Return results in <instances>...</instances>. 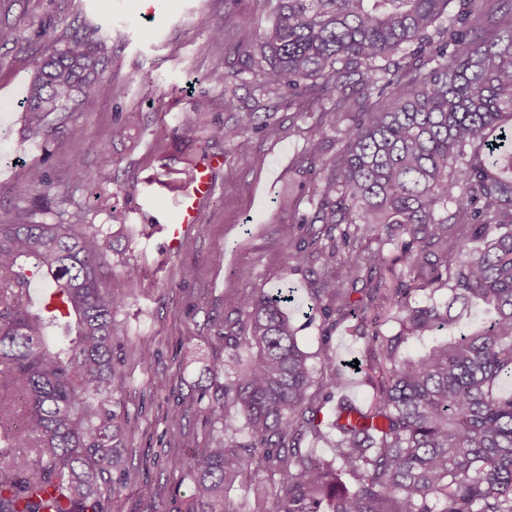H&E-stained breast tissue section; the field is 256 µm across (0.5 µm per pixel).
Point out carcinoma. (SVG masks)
Returning <instances> with one entry per match:
<instances>
[{
  "label": "carcinoma",
  "instance_id": "carcinoma-1",
  "mask_svg": "<svg viewBox=\"0 0 512 512\" xmlns=\"http://www.w3.org/2000/svg\"><path fill=\"white\" fill-rule=\"evenodd\" d=\"M450 2L277 0L249 54L267 91L317 106L302 159L319 174L314 213L288 225L314 250L290 259H323L310 309L325 324L359 320L378 388L368 404L324 411L342 366L326 349L314 377L287 311L294 296L226 297L235 318L206 340L225 357L201 390L210 433L188 451L187 512H231L235 487L254 489L253 512H512V0H458L452 16ZM109 52L92 30L40 57L24 128L41 135L54 114L61 136L84 137L68 112L109 93ZM256 128V113L242 112L214 136ZM331 131L341 148L328 158ZM39 211L0 221V446L35 454L0 464V512H101L127 477L125 379L112 361L125 296L103 285L104 226L78 211L51 224ZM366 237L377 248L358 246ZM392 245L416 289L446 288L448 302L411 304L398 275L352 299L350 285L385 268ZM35 281L47 288L37 304ZM458 301L485 305L489 321L451 315ZM380 307L403 314L396 335L367 332ZM440 331L449 338L425 354L400 356L408 337ZM227 358L242 361L233 377ZM309 436L332 456L305 449Z\"/></svg>",
  "mask_w": 512,
  "mask_h": 512
}]
</instances>
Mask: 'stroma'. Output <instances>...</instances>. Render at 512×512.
<instances>
[{
  "instance_id": "obj_1",
  "label": "stroma",
  "mask_w": 512,
  "mask_h": 512,
  "mask_svg": "<svg viewBox=\"0 0 512 512\" xmlns=\"http://www.w3.org/2000/svg\"><path fill=\"white\" fill-rule=\"evenodd\" d=\"M273 6V0H0V19L24 20L14 41L0 45V220L21 219L26 201L38 196L114 232L102 272L107 288L127 297L114 313L112 348L116 371L127 381L118 410L136 428L124 442L128 480L104 512H185L192 494L187 452L209 433L198 401L207 384L200 356L224 316L225 295L291 288L303 305L319 285L322 263L290 262L296 244L285 233L295 216L312 212L310 177L299 160L313 118L298 99L266 92L245 64ZM228 13L238 24L213 40L211 29ZM82 25L101 26L108 37L112 91L71 114L83 138L49 144L25 132L20 103L34 60ZM146 72L153 83H142ZM193 110L195 135L177 137L182 114ZM242 112L260 121L244 144L214 137L216 127L234 125ZM120 125L124 137H113ZM214 159L215 192L180 249H167L161 228L178 223L181 189ZM32 167L49 175L48 188L38 193L27 185ZM80 169L92 181L76 182ZM219 251L224 260L217 263ZM129 269L139 280L133 290ZM292 320L313 364L326 350L340 361L357 355L346 323L331 327L298 314ZM145 486L152 495H142Z\"/></svg>"
}]
</instances>
